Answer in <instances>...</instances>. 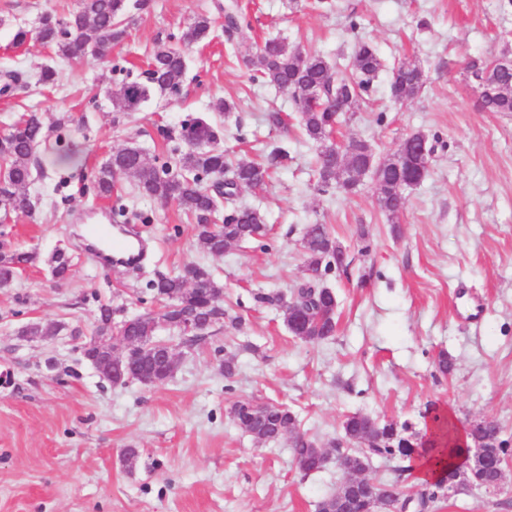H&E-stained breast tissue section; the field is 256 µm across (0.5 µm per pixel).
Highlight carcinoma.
Segmentation results:
<instances>
[{"label": "carcinoma", "instance_id": "cac0c4a2", "mask_svg": "<svg viewBox=\"0 0 512 512\" xmlns=\"http://www.w3.org/2000/svg\"><path fill=\"white\" fill-rule=\"evenodd\" d=\"M224 17V36L227 41L249 37L252 25L247 21L240 7L233 0H227L221 7ZM130 13L129 0H80L77 10L63 16L46 11L37 24L31 28H20L14 35L17 45H23L32 38L55 51L57 57L70 62L94 56L103 63L112 65V71L123 72L124 67L112 63V45L121 41L126 34V21ZM214 19L208 14L197 15L193 22L178 34H172L166 41L155 44L151 56V68L142 80H123L112 95V104L119 112H137L155 95L176 96L180 94L186 78V51L206 40L212 31ZM255 81L291 92L293 106L298 112L300 128L308 139L322 145L316 168L317 190L326 193L336 188L345 193L356 189L354 173L366 165L364 147L366 140L348 141L349 156L334 163L331 134L339 123L340 113L327 104L331 97L345 104L344 111L353 112L365 96L370 94L372 82L383 69L384 63L376 49L367 42L354 45L351 62L341 67L331 64L323 55L310 52L299 56L294 47L283 41H267L256 48V56L245 61ZM487 61H471L466 67L476 84L485 83L495 89L491 96L481 98L487 112H512V73H489ZM0 92L13 95L26 90L30 83L16 72L6 71L0 76ZM425 83L420 65L403 62L391 68L390 93L394 100H402L419 92ZM70 118H61L53 125H46L39 112H28L14 123L3 138L0 161L5 165L7 176L0 183V213L30 215L35 211V202L29 193L33 183V171L40 167L36 156L38 146L54 140L57 158L61 163L71 162L69 129ZM217 128L207 119L189 115L179 129V140L188 146L184 152L172 148L147 159L145 152L137 146H126L111 154L95 171L92 191L97 197H112L117 176L128 174L136 179L134 191L140 198H149L173 203L192 220L195 237L200 249L208 256H219L236 244L256 241L266 234V216L260 210L234 203L242 188L262 187L271 171L279 169L288 160V151L277 147L264 153L262 160L233 162L218 143ZM399 155L393 154L385 161L382 174L376 181L379 207L391 219H398L404 207L406 190L419 185L430 173L424 172L411 183H405L394 174ZM113 220L120 224H151L153 218L142 210L118 203L112 207ZM305 237L306 266L316 276L295 288L291 296L281 292H261L254 295L259 306H273L288 312L295 303L312 312L300 322L288 316L284 323L296 338L307 343L327 340L336 333V301L324 296L321 289L314 287L324 274L336 269L346 270L340 258L336 257V240L325 224H311ZM35 252L21 251L5 240L0 241V288L11 287L18 272L41 261ZM52 277L64 280L72 266V257L67 252L54 251L43 259ZM195 290L187 291L190 285ZM221 289L213 270L202 263L190 262L176 274L155 272L147 280L143 292L155 300L165 297L177 298L180 309L169 318L170 326L165 328L153 319L141 314L134 315L127 333L130 336H157L163 328L177 334L182 345L193 347L204 341L211 333H187L180 321L188 316H202L201 305L210 295ZM133 381L146 379H170L163 371L162 362H145L139 359L129 367ZM258 417L244 411L241 402H235L229 409V417L242 430L253 433L257 429L266 442L277 441L290 434L293 436L292 453L297 468L304 474L323 468L325 449L315 439L299 430L297 416L286 405L265 403L258 405ZM434 440L422 448V453L431 454L439 444L455 442L453 424L448 414L435 408L430 416ZM342 430L350 448L348 455L364 457H409L414 449L410 440L401 437L391 424H381L378 430L368 427L366 415L353 413L345 418ZM437 492L425 490L418 500L402 494L390 501V507L397 512L410 508L424 510L432 506Z\"/></svg>", "mask_w": 512, "mask_h": 512}]
</instances>
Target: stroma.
<instances>
[{
	"instance_id": "1",
	"label": "stroma",
	"mask_w": 512,
	"mask_h": 512,
	"mask_svg": "<svg viewBox=\"0 0 512 512\" xmlns=\"http://www.w3.org/2000/svg\"><path fill=\"white\" fill-rule=\"evenodd\" d=\"M215 2L149 0L148 8L131 10L113 61H128L131 78H142L154 43L199 14H215ZM240 2L252 21L250 41L230 44L215 31L189 51L181 95L124 113L112 106L109 91L119 78L110 65L68 63L40 43L14 42L21 24L47 10L68 13L78 0H0V71H19L32 83L28 93L0 96V133L26 112L42 113L49 124L67 113L85 118L73 135L78 153L65 192L54 193L52 157L40 147L44 171L31 188L36 215L0 223V237L15 246L42 257L61 246L73 257L61 285L39 263L0 289V512H317L346 479L334 443L353 413L394 424L407 437L423 431V413L436 404L460 428L485 419L512 441V113L481 111L465 71L470 60L512 52V0H333L329 12L316 0ZM263 37L343 65L356 42L376 47L386 69L366 103L347 113L338 138L367 140L381 161L413 133L439 144L398 220L379 208L370 177L353 193H318L319 145L297 124L266 125V112L291 113L292 103L290 92L252 81L244 64ZM407 61L422 66L427 80L397 102L388 70ZM46 65L57 71L55 86L36 83ZM220 98L235 102L231 117L212 111ZM191 114L217 126L237 161L287 144V165L238 197L266 213L267 236L204 258L190 219L175 204L134 200L135 179L122 175L117 195L155 216L139 227L146 257L136 271L99 263L82 234L111 207L90 190L94 172L132 141L154 155L166 146L160 129H179ZM311 224L328 225L349 261L323 280L336 294L338 330L318 344L294 338L280 309L252 299L306 280ZM202 259L241 324H225L196 348L176 347L177 367L165 383L103 380L72 330L90 336L103 303L116 322L152 308L141 291L154 271L173 274ZM474 301L483 306L476 320L466 313ZM32 322L58 333L25 340L20 331ZM442 351L454 363L446 376L436 368ZM227 353L237 365L230 378L222 368ZM247 400L295 411L301 431L326 449V465L300 473L290 438L269 443L234 425L231 404ZM128 448L139 451L135 464L123 456ZM429 512H512V468L503 490L444 495Z\"/></svg>"
}]
</instances>
